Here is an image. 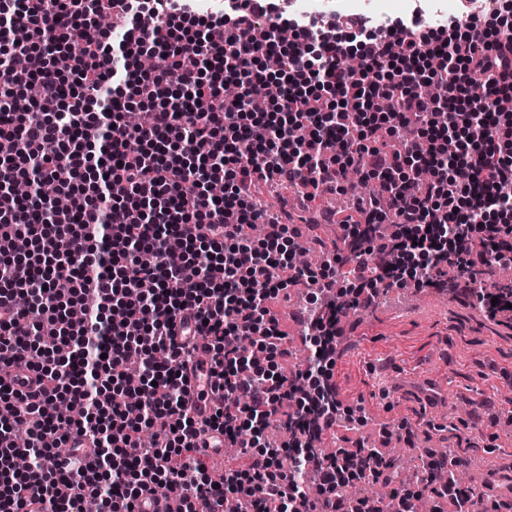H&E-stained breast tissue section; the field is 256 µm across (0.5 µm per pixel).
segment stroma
I'll list each match as a JSON object with an SVG mask.
<instances>
[{
	"instance_id": "1",
	"label": "stroma",
	"mask_w": 512,
	"mask_h": 512,
	"mask_svg": "<svg viewBox=\"0 0 512 512\" xmlns=\"http://www.w3.org/2000/svg\"><path fill=\"white\" fill-rule=\"evenodd\" d=\"M285 15L307 12L322 29L354 12L385 24L423 7L428 24L447 23L456 0H274ZM346 346L333 380L343 405L360 421L337 425L323 448L331 452L379 440L383 426L407 424L406 458L422 461L430 447L476 463L493 484H512V322L492 320L451 294L392 288L344 321ZM475 413L457 414L460 402Z\"/></svg>"
}]
</instances>
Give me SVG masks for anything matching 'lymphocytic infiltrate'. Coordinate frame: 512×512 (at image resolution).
<instances>
[{"label": "lymphocytic infiltrate", "instance_id": "1", "mask_svg": "<svg viewBox=\"0 0 512 512\" xmlns=\"http://www.w3.org/2000/svg\"><path fill=\"white\" fill-rule=\"evenodd\" d=\"M472 3L447 27L416 14L380 34L357 14L327 33L270 0H229L219 16L196 0H0V368L36 376L0 379V512H138L161 489L180 512L203 500L385 512L343 482L346 449L319 447L353 414L320 339L342 336L345 307L391 288L449 287L488 316L506 310L489 273L512 265V113L499 109L512 99V0ZM257 89L263 113L246 108ZM352 169L374 192L338 218L341 247L298 266V242L255 204L257 187L274 179L312 200ZM52 180L69 207L42 195ZM299 283L312 290L311 355L288 376L271 304ZM187 317L224 382L205 416L187 399L198 347L173 331ZM284 418L300 428L272 445ZM206 428L241 446L219 475L195 443ZM82 438L89 450L75 448ZM361 463V480L384 481L397 512H413L419 492L379 449ZM457 464L428 452L425 488L453 512H488L486 492L458 489Z\"/></svg>", "mask_w": 512, "mask_h": 512}]
</instances>
